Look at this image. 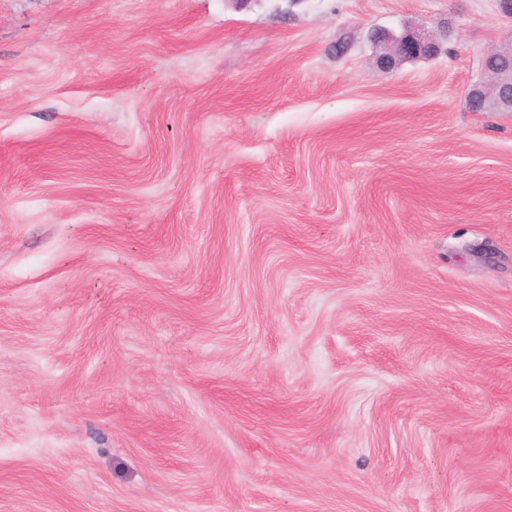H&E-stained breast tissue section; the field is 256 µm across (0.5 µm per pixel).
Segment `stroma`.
Masks as SVG:
<instances>
[{
    "label": "stroma",
    "mask_w": 512,
    "mask_h": 512,
    "mask_svg": "<svg viewBox=\"0 0 512 512\" xmlns=\"http://www.w3.org/2000/svg\"><path fill=\"white\" fill-rule=\"evenodd\" d=\"M442 45L384 70L374 29ZM496 0H0V512H512ZM491 55L512 57V41L491 49L485 56V65L488 68L504 71L486 73L487 81L474 85L469 90L470 105L477 110H482L486 108V104H489L497 110L512 112V58H488Z\"/></svg>",
    "instance_id": "1"
}]
</instances>
